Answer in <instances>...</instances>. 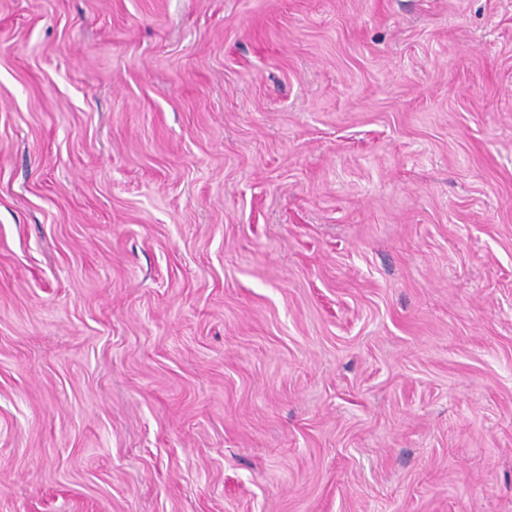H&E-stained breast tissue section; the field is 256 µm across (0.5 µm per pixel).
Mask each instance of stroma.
Returning a JSON list of instances; mask_svg holds the SVG:
<instances>
[{
	"label": "stroma",
	"instance_id": "stroma-1",
	"mask_svg": "<svg viewBox=\"0 0 512 512\" xmlns=\"http://www.w3.org/2000/svg\"><path fill=\"white\" fill-rule=\"evenodd\" d=\"M0 512H512V0H0Z\"/></svg>",
	"mask_w": 512,
	"mask_h": 512
}]
</instances>
